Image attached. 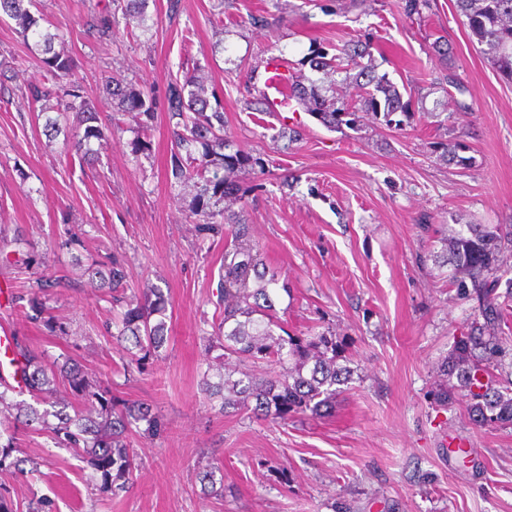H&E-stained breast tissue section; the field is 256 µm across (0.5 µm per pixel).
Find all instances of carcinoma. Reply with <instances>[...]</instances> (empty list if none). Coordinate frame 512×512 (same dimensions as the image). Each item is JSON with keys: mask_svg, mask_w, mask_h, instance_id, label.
Wrapping results in <instances>:
<instances>
[{"mask_svg": "<svg viewBox=\"0 0 512 512\" xmlns=\"http://www.w3.org/2000/svg\"><path fill=\"white\" fill-rule=\"evenodd\" d=\"M31 4L32 0H0V14L14 20L24 41H33L32 49L42 55L45 75L42 82L28 87L29 94L42 112L61 106L71 111L75 137L70 148L89 162L97 161L100 149L112 137L118 114L136 112L151 118L152 105L119 73L106 79L110 112L105 114L85 100L73 57L55 49L59 34L41 26L40 18L30 11ZM455 6L483 46L481 53L511 83L512 0H455ZM369 56L367 43L338 47L331 56L324 44L315 42L301 61L320 73L336 67V74L343 75L341 84L354 81L361 95L352 104L336 93L327 94L316 81L305 86L294 80L289 91L332 128L353 126L371 115L399 129L413 115L411 100H403L385 77L376 75L371 63L364 62ZM168 103L170 119L175 121L173 176L190 179L198 188L190 213L204 223L221 217L231 237L219 283L223 310L218 331L208 337L209 346L224 351V363L214 373L203 374L201 391L218 402L217 413L224 416L245 411L284 425L301 413L321 416L351 381L348 342L329 330L290 334L275 307L281 272L264 265L250 243L242 212L213 210L211 200L219 202L236 191L224 171L246 168L251 158L240 149L224 153L230 147L224 137V105L215 94L207 98L201 73L172 82ZM438 148L448 162L467 161L459 155L465 145L457 141L441 142ZM441 241L442 264L452 266L453 282L477 299L480 319L456 341L453 357L443 369L447 380L439 384L435 399L446 403L454 391L463 390L470 398L468 413L475 425H512V380L500 383L490 371L507 338L501 331L506 303L497 292L499 278L489 277L500 252L512 248V225L469 224L467 231ZM91 276L98 279L97 288L109 295L114 308L112 339L123 346L128 364L140 365L166 341L165 322L151 317L165 310L167 297L151 286L127 295L128 272L116 256L107 268L91 270ZM14 354L25 364L24 388L33 402L8 400L14 389L7 385L0 391V440L6 439L0 443V471L25 475L20 461L10 459L11 449L27 431L46 430L55 445L72 449L110 481L112 495L127 492L138 468L130 436L141 423L149 428L155 425L152 407L138 401L114 406L109 387L68 357L51 361L18 338ZM453 377L455 384L450 382ZM51 417L55 422L49 421ZM216 472L215 467L201 472L198 482L204 496L219 500L224 498V480L216 478Z\"/></svg>", "mask_w": 512, "mask_h": 512, "instance_id": "carcinoma-1", "label": "carcinoma"}]
</instances>
